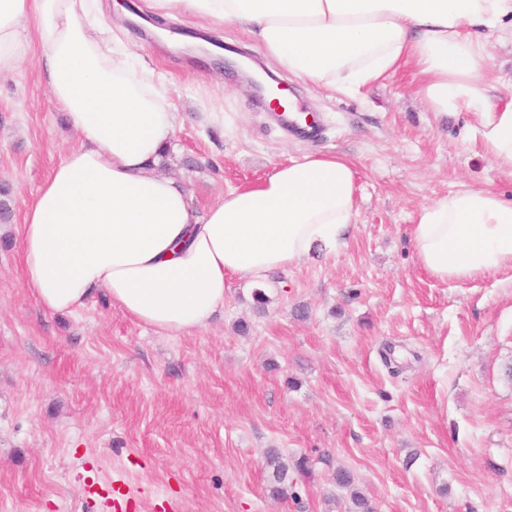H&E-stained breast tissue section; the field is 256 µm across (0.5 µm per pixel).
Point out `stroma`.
Instances as JSON below:
<instances>
[{
  "label": "stroma",
  "instance_id": "stroma-1",
  "mask_svg": "<svg viewBox=\"0 0 512 512\" xmlns=\"http://www.w3.org/2000/svg\"><path fill=\"white\" fill-rule=\"evenodd\" d=\"M185 116L158 173L205 212L312 153L349 158L358 213L345 247L269 274L257 308L227 280L224 309L163 336L104 294L72 314L24 285V202L76 140L36 61L0 76V512H512V267L441 282L417 261L422 207L464 189L512 200V177L436 117L405 70L357 93L320 90L246 29L97 0ZM244 50L322 132L275 124L218 58ZM307 457L274 497L269 449ZM355 487H338L337 468Z\"/></svg>",
  "mask_w": 512,
  "mask_h": 512
}]
</instances>
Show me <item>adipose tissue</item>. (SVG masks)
I'll return each mask as SVG.
<instances>
[{
  "label": "adipose tissue",
  "instance_id": "1",
  "mask_svg": "<svg viewBox=\"0 0 512 512\" xmlns=\"http://www.w3.org/2000/svg\"><path fill=\"white\" fill-rule=\"evenodd\" d=\"M162 15L247 27L267 55L318 87L357 91L413 66L431 112L469 116L467 138L512 175V94L487 74L491 36L512 0H150ZM91 0H0V75L31 46L52 102L79 146L25 206L24 283L50 313L99 292L161 334L203 329L236 277L344 243L356 213L355 172L339 154L308 155L205 213L184 185L153 174L183 119ZM421 267L440 281L512 266V202L464 190L423 207L412 229Z\"/></svg>",
  "mask_w": 512,
  "mask_h": 512
}]
</instances>
